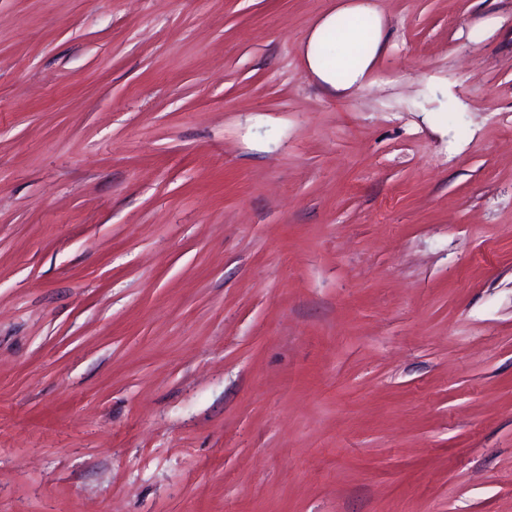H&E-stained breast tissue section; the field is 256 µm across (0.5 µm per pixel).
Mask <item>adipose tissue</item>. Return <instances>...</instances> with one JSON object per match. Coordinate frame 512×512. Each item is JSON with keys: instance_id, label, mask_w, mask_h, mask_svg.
<instances>
[{"instance_id": "1", "label": "adipose tissue", "mask_w": 512, "mask_h": 512, "mask_svg": "<svg viewBox=\"0 0 512 512\" xmlns=\"http://www.w3.org/2000/svg\"><path fill=\"white\" fill-rule=\"evenodd\" d=\"M384 45L383 20L372 0H345L311 31L305 58L334 91L362 85Z\"/></svg>"}]
</instances>
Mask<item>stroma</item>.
I'll return each instance as SVG.
<instances>
[{"mask_svg": "<svg viewBox=\"0 0 512 512\" xmlns=\"http://www.w3.org/2000/svg\"><path fill=\"white\" fill-rule=\"evenodd\" d=\"M343 2L0 0V512H512V0ZM372 1L353 0L340 5L321 19L307 39V66L331 90L362 85L383 48V20ZM342 19L348 24L338 29ZM336 29V39L326 41L325 34Z\"/></svg>", "mask_w": 512, "mask_h": 512, "instance_id": "35a3bbf8", "label": "stroma"}]
</instances>
